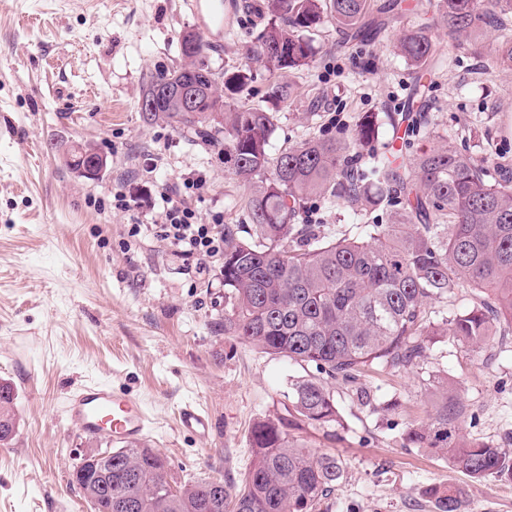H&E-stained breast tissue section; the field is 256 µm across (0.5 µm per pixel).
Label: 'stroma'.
Masks as SVG:
<instances>
[{
    "mask_svg": "<svg viewBox=\"0 0 512 512\" xmlns=\"http://www.w3.org/2000/svg\"><path fill=\"white\" fill-rule=\"evenodd\" d=\"M244 2L224 0L230 26L207 58L218 69H250L242 97L275 112L273 150L347 131L366 112L392 136L393 117L415 95L396 50L404 30L425 21L415 0L382 15L371 42L346 45L334 25L320 27L317 61L290 74L295 95L286 103L268 97L271 77L251 52L261 24ZM196 25L189 0H0V381L14 386L18 414L14 440L0 446V512H91L71 473L83 453L112 442L66 422L65 401L83 384L109 383L144 403L145 445L179 485L240 482L253 424L288 415L289 387L303 369L217 332L220 272L199 275L156 233L160 194L190 171L204 180L191 199L202 223L244 221L223 154L137 108L157 71L181 65L179 34ZM431 35L441 62L420 108L425 124L400 160L444 139L512 180V68L495 58L497 32L461 46L446 30ZM83 144L108 158L99 179L67 165ZM437 375L466 406L461 434L512 456V335L481 349L439 336L412 371L333 381L343 416L335 439L318 428L298 432L348 466L321 512H435L425 490L438 483L464 489L466 512H512L511 476L477 481L405 447L406 428L433 410ZM360 385L399 408L364 405ZM188 402L210 413V437L180 429Z\"/></svg>",
    "mask_w": 512,
    "mask_h": 512,
    "instance_id": "1",
    "label": "stroma"
}]
</instances>
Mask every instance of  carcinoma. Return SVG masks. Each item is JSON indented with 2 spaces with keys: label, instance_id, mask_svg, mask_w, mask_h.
Returning a JSON list of instances; mask_svg holds the SVG:
<instances>
[{
  "label": "carcinoma",
  "instance_id": "1",
  "mask_svg": "<svg viewBox=\"0 0 512 512\" xmlns=\"http://www.w3.org/2000/svg\"><path fill=\"white\" fill-rule=\"evenodd\" d=\"M400 0H262L265 25L256 53L274 81L270 96L286 102L292 86L281 81L316 56L310 33L329 17L352 41L370 38L369 14L397 10ZM438 25L467 40L501 27L512 0H437ZM189 67L158 72L142 95L157 100L139 109L148 121L174 123L194 139L220 148L224 166L244 193L237 206L246 224L224 225V335L282 357L313 373L291 384L288 420L256 422L251 466L242 483L200 480L172 490L161 458L149 448L112 449V512H320L340 487L345 462L311 448L292 434L304 427L342 425L329 381L354 383L369 371L402 373L428 358L435 336L451 335L479 348L497 328L512 332V184L490 181L484 162L444 144L422 150L410 169L380 155V126L367 113L338 136L309 139L271 154L275 115L239 100L248 83L244 67L218 72L195 30L179 35ZM397 50L412 68L418 89L428 88L436 48L418 27ZM197 85L192 106L159 96L165 83ZM421 117L402 112L395 128L413 134ZM341 201L358 216L393 207L389 224H350L335 232L307 224V201ZM478 302L433 318L429 305L457 288ZM430 420L407 428L404 447L436 454L475 480L512 475V459L489 443L456 432L464 405L448 395V380ZM16 392L0 381V445L16 431ZM426 494L436 512H466L461 488L433 484Z\"/></svg>",
  "mask_w": 512,
  "mask_h": 512
}]
</instances>
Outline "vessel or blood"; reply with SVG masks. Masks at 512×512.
<instances>
[{"mask_svg": "<svg viewBox=\"0 0 512 512\" xmlns=\"http://www.w3.org/2000/svg\"><path fill=\"white\" fill-rule=\"evenodd\" d=\"M191 9L204 41L223 37L224 0H192ZM66 419L83 434L105 436L122 446L143 441L149 429V418L141 400L106 383L74 390L66 403ZM179 424L200 438L208 437L211 431L208 412L191 404L181 408Z\"/></svg>", "mask_w": 512, "mask_h": 512, "instance_id": "vessel-or-blood-1", "label": "vessel or blood"}]
</instances>
